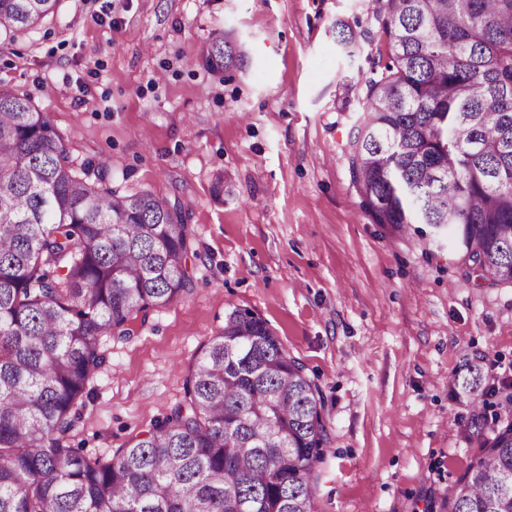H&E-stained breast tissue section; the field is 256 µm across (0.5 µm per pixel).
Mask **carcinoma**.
<instances>
[{"label": "carcinoma", "mask_w": 512, "mask_h": 512, "mask_svg": "<svg viewBox=\"0 0 512 512\" xmlns=\"http://www.w3.org/2000/svg\"><path fill=\"white\" fill-rule=\"evenodd\" d=\"M59 0H0L13 39ZM388 62L365 80L349 169L374 224L448 236L466 274H512V0H376ZM244 54L219 33L207 62ZM75 168L47 115L0 84V512H315L327 428L303 365L246 309L202 346L185 400L110 459L74 448L102 338L191 293L177 201ZM454 384L481 405L480 373ZM512 422L444 503L512 512Z\"/></svg>", "instance_id": "cac0c4a2"}]
</instances>
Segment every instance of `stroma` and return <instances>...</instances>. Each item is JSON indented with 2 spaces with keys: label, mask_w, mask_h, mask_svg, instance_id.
Masks as SVG:
<instances>
[{
  "label": "stroma",
  "mask_w": 512,
  "mask_h": 512,
  "mask_svg": "<svg viewBox=\"0 0 512 512\" xmlns=\"http://www.w3.org/2000/svg\"><path fill=\"white\" fill-rule=\"evenodd\" d=\"M375 0H59L0 39V82L49 117L76 166L188 214L192 292L103 340L72 445L107 459L185 396L227 313L264 319L323 397L317 512H439L512 420V283L371 223L349 173L362 79L388 59ZM369 31L355 55L336 28ZM245 50L206 63L214 36ZM481 370L483 407L451 385Z\"/></svg>",
  "instance_id": "1"
}]
</instances>
